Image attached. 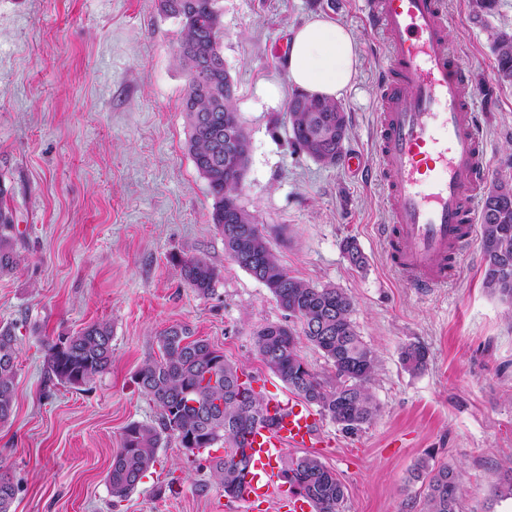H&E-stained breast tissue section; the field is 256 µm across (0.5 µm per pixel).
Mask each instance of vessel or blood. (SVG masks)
Here are the masks:
<instances>
[{"instance_id": "1", "label": "vessel or blood", "mask_w": 512, "mask_h": 512, "mask_svg": "<svg viewBox=\"0 0 512 512\" xmlns=\"http://www.w3.org/2000/svg\"><path fill=\"white\" fill-rule=\"evenodd\" d=\"M365 21L385 54L375 149L391 201L381 227L388 260L411 287L438 288L475 238L489 175L474 96L450 48L443 0H368ZM266 409L267 423L246 440L252 506L277 489L285 450L322 443L320 417L307 403L271 398Z\"/></svg>"}]
</instances>
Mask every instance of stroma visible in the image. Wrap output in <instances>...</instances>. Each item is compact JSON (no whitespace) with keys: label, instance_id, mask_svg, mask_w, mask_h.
Returning a JSON list of instances; mask_svg holds the SVG:
<instances>
[{"label":"stroma","instance_id":"stroma-1","mask_svg":"<svg viewBox=\"0 0 512 512\" xmlns=\"http://www.w3.org/2000/svg\"><path fill=\"white\" fill-rule=\"evenodd\" d=\"M220 5L224 62L251 143L240 202L292 275L351 297V319L378 357L377 416L353 434L323 419L327 445L312 451L343 482L344 512H418L425 486L411 472L428 455L460 467L462 512H512L511 499L488 501L512 465V305L484 287L480 245L447 287L425 293L387 261L377 226L390 201L374 149L383 49L364 0ZM445 7L490 171L512 177V85L499 82L489 39L490 28L512 29V0H499L485 27L473 22L471 0ZM315 15L357 39L356 78L339 98L345 148L363 157L357 172L322 166L292 142L285 45ZM180 37L157 0H0V188L22 258L0 274V327L18 344L14 410L0 424V467L18 487L11 512H250L212 486L207 461L217 449L192 456L174 439L126 499L109 492L124 428L157 420L134 375L171 326H188L243 366L263 396L291 397L253 345L285 313L226 253L208 185L185 149ZM348 239L365 266L349 262ZM195 256L218 273L205 296L181 275ZM96 322L112 328L111 367L76 388L48 381L45 341ZM410 343L428 350L422 371L400 361Z\"/></svg>","mask_w":512,"mask_h":512}]
</instances>
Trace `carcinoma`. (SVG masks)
Returning <instances> with one entry per match:
<instances>
[{
  "label": "carcinoma",
  "mask_w": 512,
  "mask_h": 512,
  "mask_svg": "<svg viewBox=\"0 0 512 512\" xmlns=\"http://www.w3.org/2000/svg\"><path fill=\"white\" fill-rule=\"evenodd\" d=\"M220 0H159V9L178 20L181 38L175 60L188 77L182 111L188 122L186 150L209 187L212 223L224 235V248L240 268L265 285L279 307L299 327L268 323L254 334V347L264 364L319 413L357 431L370 423L379 407L370 385L377 370L375 352L359 336L351 320L353 303L340 288L313 286L290 274L270 247L265 229L240 202L239 182L248 161L249 138L224 80L223 10ZM498 11V0H474L473 20L487 23ZM492 53L498 80L512 84V30L492 35ZM288 123L295 144L314 161L334 166L342 160L348 120L334 100L296 92L288 101ZM485 262L484 287L512 303V182L491 183L482 200L478 228ZM17 226L12 211L0 203V273L20 262L14 248ZM182 275L198 293L213 291L217 273L206 259L193 257L182 265ZM316 347L332 372L314 371L300 354V340ZM158 358L146 360L135 375L138 388L158 410L155 424L131 422L123 431L120 448L112 456L108 484L112 497L123 500L156 462L157 449L173 437L192 452L215 446L227 448L209 460L215 484L228 498L242 497L250 469L246 437L265 419V400L256 395L244 370L224 358L208 341L193 336L182 325L171 326L159 338ZM48 378L76 387L107 371L112 363V329L93 323L73 335L45 344ZM405 369H423L427 349L420 344L402 348ZM17 374V338L0 330V424L13 412ZM290 490L308 499L313 512H342L345 486L317 457H291L282 467ZM413 475L427 480L420 512H460L462 475L448 464L421 458ZM17 485L0 473V512H10ZM491 500L512 499V469L493 487Z\"/></svg>",
  "instance_id": "carcinoma-1"
}]
</instances>
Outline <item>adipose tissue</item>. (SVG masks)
<instances>
[{
  "label": "adipose tissue",
  "mask_w": 512,
  "mask_h": 512,
  "mask_svg": "<svg viewBox=\"0 0 512 512\" xmlns=\"http://www.w3.org/2000/svg\"><path fill=\"white\" fill-rule=\"evenodd\" d=\"M357 64L355 36L331 19L313 17L291 36L288 78L309 95L338 97L351 86Z\"/></svg>",
  "instance_id": "1"
}]
</instances>
